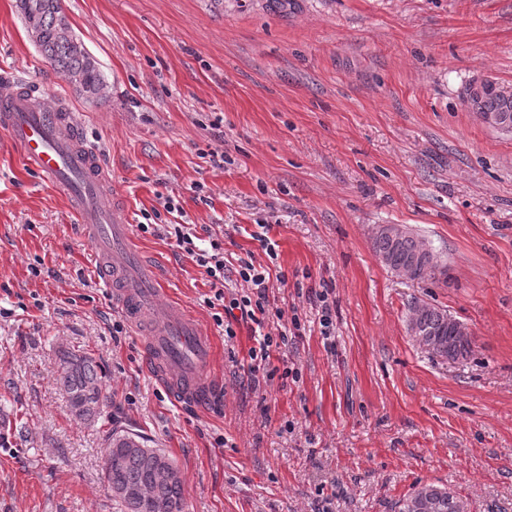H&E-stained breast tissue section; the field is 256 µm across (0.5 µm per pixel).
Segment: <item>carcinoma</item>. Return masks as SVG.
I'll list each match as a JSON object with an SVG mask.
<instances>
[{
	"label": "carcinoma",
	"mask_w": 512,
	"mask_h": 512,
	"mask_svg": "<svg viewBox=\"0 0 512 512\" xmlns=\"http://www.w3.org/2000/svg\"><path fill=\"white\" fill-rule=\"evenodd\" d=\"M41 6L40 38L38 48L43 57L56 69L67 74L87 98L100 97L106 81L97 60L82 42L59 33L67 21L61 5L50 6L47 0H29ZM462 102L476 114L508 112L512 114V98H504L488 88L479 94L465 89ZM372 249L394 270L398 266L419 262L413 268L414 281H433L437 272L447 267L439 250L413 232L393 242L381 232H375ZM408 324L419 327L414 340L432 356L446 361L467 359L473 352L472 337L461 336L448 311L429 303L416 302L410 307ZM56 380L67 396L71 414L85 423L100 417L105 402L100 367L85 353L65 351L60 354ZM108 450L103 459V470L112 498L121 503L124 512H184V487L180 470L163 451L148 448L141 436L123 429H113L107 435ZM427 500L433 512H471L468 500L446 486L419 483L395 503L397 512H418L417 504Z\"/></svg>",
	"instance_id": "obj_1"
}]
</instances>
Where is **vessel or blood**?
Instances as JSON below:
<instances>
[{
	"mask_svg": "<svg viewBox=\"0 0 512 512\" xmlns=\"http://www.w3.org/2000/svg\"><path fill=\"white\" fill-rule=\"evenodd\" d=\"M34 94L11 73H0V126L10 132L21 159L66 192L96 249L101 288L134 325L150 326L147 367L159 370L175 399L203 410L220 407L210 375L212 349L181 306L157 304V277L136 256L125 207L102 173L98 153L78 143L77 117L34 106Z\"/></svg>",
	"mask_w": 512,
	"mask_h": 512,
	"instance_id": "vessel-or-blood-1",
	"label": "vessel or blood"
}]
</instances>
